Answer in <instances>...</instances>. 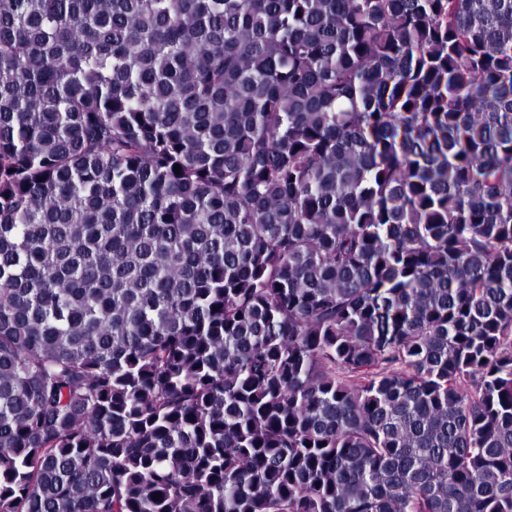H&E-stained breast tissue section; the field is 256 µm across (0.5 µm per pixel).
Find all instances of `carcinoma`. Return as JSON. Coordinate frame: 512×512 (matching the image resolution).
Returning <instances> with one entry per match:
<instances>
[{
    "mask_svg": "<svg viewBox=\"0 0 512 512\" xmlns=\"http://www.w3.org/2000/svg\"><path fill=\"white\" fill-rule=\"evenodd\" d=\"M0 512H512V0H0Z\"/></svg>",
    "mask_w": 512,
    "mask_h": 512,
    "instance_id": "cac0c4a2",
    "label": "carcinoma"
}]
</instances>
